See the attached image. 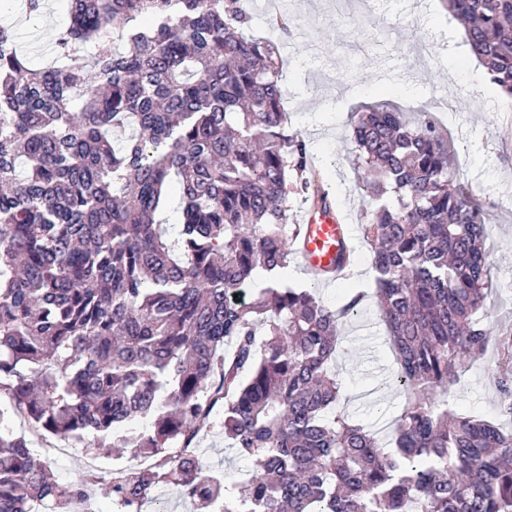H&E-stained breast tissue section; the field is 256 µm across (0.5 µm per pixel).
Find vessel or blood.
<instances>
[{"label": "vessel or blood", "instance_id": "vessel-or-blood-1", "mask_svg": "<svg viewBox=\"0 0 512 512\" xmlns=\"http://www.w3.org/2000/svg\"><path fill=\"white\" fill-rule=\"evenodd\" d=\"M296 238L302 265L313 275H340L344 266L338 261L339 255H349L354 251L349 225L329 204L308 206Z\"/></svg>", "mask_w": 512, "mask_h": 512}]
</instances>
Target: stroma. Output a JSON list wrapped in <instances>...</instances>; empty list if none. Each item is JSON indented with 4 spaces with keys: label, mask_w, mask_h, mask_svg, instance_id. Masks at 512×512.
<instances>
[{
    "label": "stroma",
    "mask_w": 512,
    "mask_h": 512,
    "mask_svg": "<svg viewBox=\"0 0 512 512\" xmlns=\"http://www.w3.org/2000/svg\"><path fill=\"white\" fill-rule=\"evenodd\" d=\"M249 2L254 27L277 45L282 58L289 130L305 140L323 188L350 224L363 223L369 202L353 165L356 148L347 135L351 112L363 104L409 111L405 91L415 83L422 110L432 111L437 99L452 103L451 112L436 119L448 131L465 192L488 218L485 246L493 287L481 316L491 328L512 325V102L489 83L441 0ZM281 11L294 23L291 34L269 26ZM67 14V0H49L42 17L21 22L15 0H0V18L15 21L18 48L35 66L51 64L53 42ZM332 369L343 386L341 410L392 435L404 397L387 385L396 362L377 307L342 326ZM448 397L458 413L495 416L496 390L484 363L468 365ZM11 426L59 484L98 474V482L86 489L82 512H118L109 481L113 469L134 462L133 449L77 447L39 435L16 418ZM200 446L226 480L247 472L248 463L225 449L221 426H213Z\"/></svg>",
    "instance_id": "stroma-1"
}]
</instances>
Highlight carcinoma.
I'll return each instance as SVG.
<instances>
[{"label": "carcinoma", "mask_w": 512, "mask_h": 512, "mask_svg": "<svg viewBox=\"0 0 512 512\" xmlns=\"http://www.w3.org/2000/svg\"><path fill=\"white\" fill-rule=\"evenodd\" d=\"M445 7L512 97V0ZM17 9L35 20L46 0ZM68 17L44 68L0 21V393L14 411L76 445L151 454L112 474L129 512L168 484L224 512H512V428L448 402L493 346L512 422V330L477 319L487 217L429 113H351L373 292L331 307L286 275L288 195L326 197L288 130L275 44L241 0H68ZM174 191L172 239L158 216ZM372 297L406 395L389 443L336 410L330 368ZM218 406L253 465L232 486L192 448ZM7 423L0 512H76L95 476L56 483Z\"/></svg>", "instance_id": "obj_1"}]
</instances>
